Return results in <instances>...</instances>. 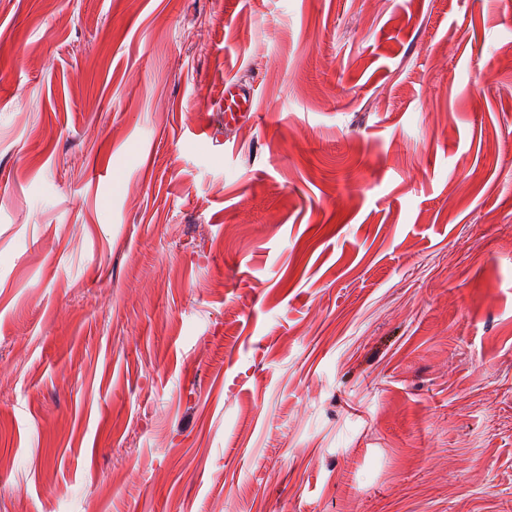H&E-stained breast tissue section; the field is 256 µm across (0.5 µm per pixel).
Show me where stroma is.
Returning <instances> with one entry per match:
<instances>
[{"mask_svg": "<svg viewBox=\"0 0 512 512\" xmlns=\"http://www.w3.org/2000/svg\"><path fill=\"white\" fill-rule=\"evenodd\" d=\"M509 12L0 0V512H512ZM257 112L252 84L239 80L224 81V128L228 130L245 120H253Z\"/></svg>", "mask_w": 512, "mask_h": 512, "instance_id": "1", "label": "stroma"}]
</instances>
